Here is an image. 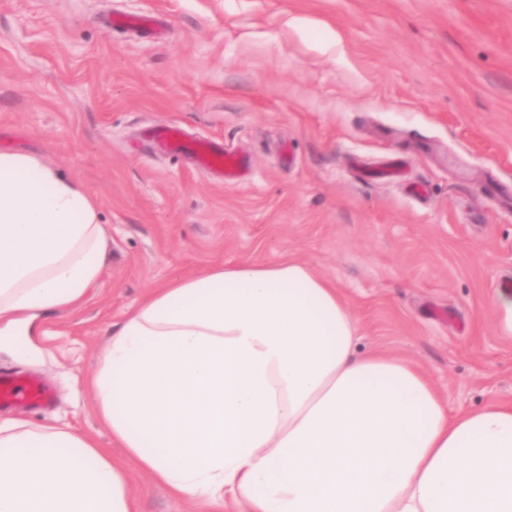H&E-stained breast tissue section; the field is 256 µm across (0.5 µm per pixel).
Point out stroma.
<instances>
[{
    "mask_svg": "<svg viewBox=\"0 0 512 512\" xmlns=\"http://www.w3.org/2000/svg\"><path fill=\"white\" fill-rule=\"evenodd\" d=\"M160 123L240 152L246 178L157 153ZM0 145L81 182L107 239L79 308L0 337V371L55 394L0 421L122 456L90 381L126 315L171 275L288 257L451 410L512 402V0H0ZM132 482L139 512H202Z\"/></svg>",
    "mask_w": 512,
    "mask_h": 512,
    "instance_id": "obj_1",
    "label": "stroma"
}]
</instances>
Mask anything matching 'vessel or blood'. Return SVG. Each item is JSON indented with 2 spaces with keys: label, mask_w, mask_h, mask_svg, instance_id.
<instances>
[{
  "label": "vessel or blood",
  "mask_w": 512,
  "mask_h": 512,
  "mask_svg": "<svg viewBox=\"0 0 512 512\" xmlns=\"http://www.w3.org/2000/svg\"><path fill=\"white\" fill-rule=\"evenodd\" d=\"M151 137L168 152L191 153L202 171L217 173L230 180L241 175V159L214 142L197 143L184 139L180 128L168 124L154 126ZM51 398V390L36 377L0 372V406L37 408L46 405Z\"/></svg>",
  "instance_id": "1"
}]
</instances>
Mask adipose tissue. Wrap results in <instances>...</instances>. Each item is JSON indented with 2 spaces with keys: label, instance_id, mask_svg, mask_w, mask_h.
Wrapping results in <instances>:
<instances>
[{
  "label": "adipose tissue",
  "instance_id": "1",
  "mask_svg": "<svg viewBox=\"0 0 512 512\" xmlns=\"http://www.w3.org/2000/svg\"><path fill=\"white\" fill-rule=\"evenodd\" d=\"M95 198L0 152V334L94 288ZM335 283L288 258L173 275L127 314L92 380L123 459L0 422V512H138L131 470L205 512H512V403L455 413L404 359L359 349Z\"/></svg>",
  "mask_w": 512,
  "mask_h": 512
}]
</instances>
